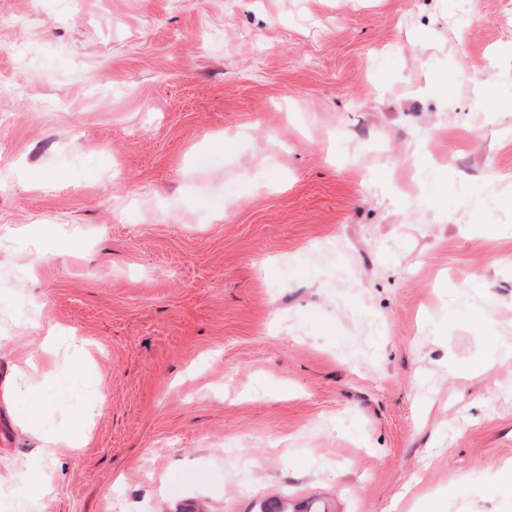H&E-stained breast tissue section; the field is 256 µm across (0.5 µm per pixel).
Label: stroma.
Wrapping results in <instances>:
<instances>
[{"label":"stroma","mask_w":512,"mask_h":512,"mask_svg":"<svg viewBox=\"0 0 512 512\" xmlns=\"http://www.w3.org/2000/svg\"><path fill=\"white\" fill-rule=\"evenodd\" d=\"M1 111L0 512H512V0H0ZM258 512H331V510L326 502L319 499L310 501L305 506L304 503H290L288 497H277L262 501Z\"/></svg>","instance_id":"obj_1"}]
</instances>
